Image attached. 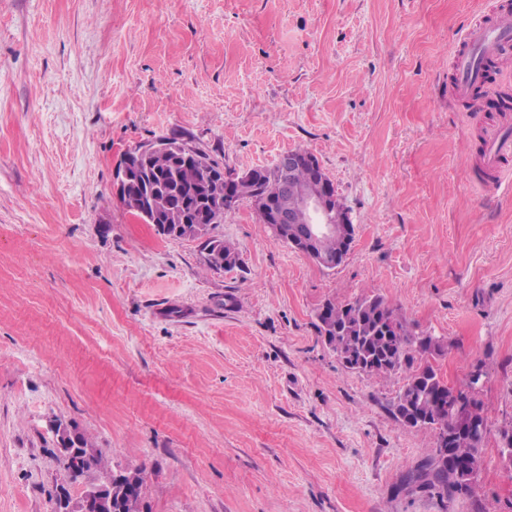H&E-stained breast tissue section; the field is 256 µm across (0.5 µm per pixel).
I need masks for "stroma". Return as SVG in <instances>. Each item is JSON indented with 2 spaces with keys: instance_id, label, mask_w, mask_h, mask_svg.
I'll return each instance as SVG.
<instances>
[{
  "instance_id": "obj_1",
  "label": "stroma",
  "mask_w": 512,
  "mask_h": 512,
  "mask_svg": "<svg viewBox=\"0 0 512 512\" xmlns=\"http://www.w3.org/2000/svg\"><path fill=\"white\" fill-rule=\"evenodd\" d=\"M505 0H0V512H52V426L145 471L143 512H512V190L473 179L498 112L453 91L461 32ZM225 172L312 153L349 209L323 268L250 204L209 268L112 197L123 152L171 132ZM378 293L475 396V497L404 480L436 435L388 410L404 377L346 369L327 300Z\"/></svg>"
}]
</instances>
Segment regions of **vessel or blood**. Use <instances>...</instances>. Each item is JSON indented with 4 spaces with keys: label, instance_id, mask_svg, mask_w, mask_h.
<instances>
[{
    "label": "vessel or blood",
    "instance_id": "1",
    "mask_svg": "<svg viewBox=\"0 0 512 512\" xmlns=\"http://www.w3.org/2000/svg\"><path fill=\"white\" fill-rule=\"evenodd\" d=\"M511 47L512 10H503L491 23L467 28L452 51L456 95L470 96L475 87L485 84L486 60L500 58ZM511 160L512 133L503 125L487 130L483 139L480 168L490 187L503 183L507 176L505 165Z\"/></svg>",
    "mask_w": 512,
    "mask_h": 512
}]
</instances>
